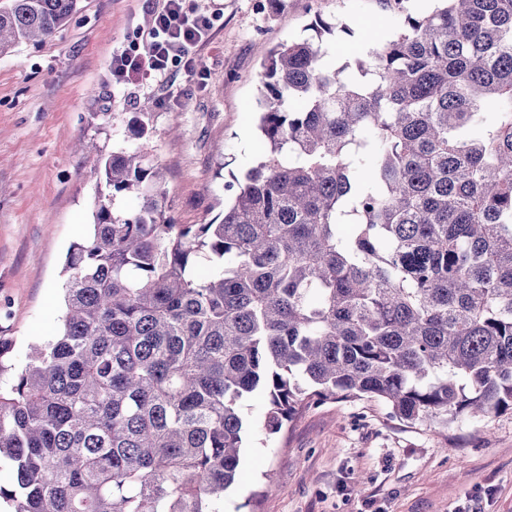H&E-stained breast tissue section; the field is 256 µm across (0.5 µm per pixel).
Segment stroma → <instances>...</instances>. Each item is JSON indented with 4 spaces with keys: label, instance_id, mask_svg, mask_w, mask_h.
<instances>
[{
    "label": "stroma",
    "instance_id": "1",
    "mask_svg": "<svg viewBox=\"0 0 512 512\" xmlns=\"http://www.w3.org/2000/svg\"><path fill=\"white\" fill-rule=\"evenodd\" d=\"M210 16L193 65L112 83V57L150 22L149 0H79L45 43L0 56V338L16 368L61 327L68 249L94 221L98 168L134 147L127 125L152 102L150 158L180 224L219 221L231 174L256 164L258 77L269 49L337 25L336 66L366 57L432 0H192ZM253 396L238 478L224 512H512V412L408 427L363 398L311 404L279 435Z\"/></svg>",
    "mask_w": 512,
    "mask_h": 512
}]
</instances>
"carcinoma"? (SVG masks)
Returning a JSON list of instances; mask_svg holds the SVG:
<instances>
[{"label": "carcinoma", "mask_w": 512, "mask_h": 512, "mask_svg": "<svg viewBox=\"0 0 512 512\" xmlns=\"http://www.w3.org/2000/svg\"><path fill=\"white\" fill-rule=\"evenodd\" d=\"M436 2L352 73L324 21L269 51L268 149L217 223H175L144 145L105 160L63 331L0 387L9 512H224L256 393L269 437L336 398L410 427L512 410V0ZM77 9L9 0L0 55Z\"/></svg>", "instance_id": "1"}]
</instances>
